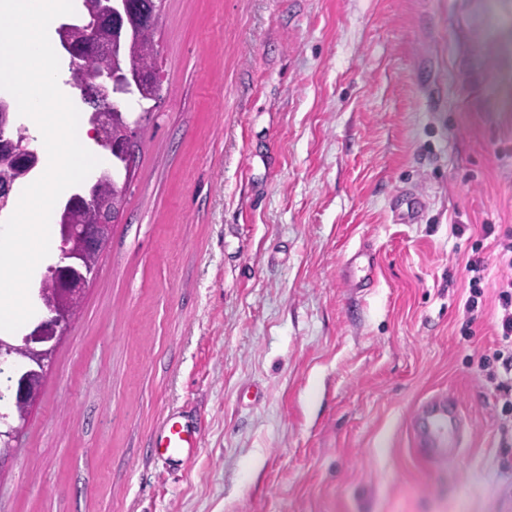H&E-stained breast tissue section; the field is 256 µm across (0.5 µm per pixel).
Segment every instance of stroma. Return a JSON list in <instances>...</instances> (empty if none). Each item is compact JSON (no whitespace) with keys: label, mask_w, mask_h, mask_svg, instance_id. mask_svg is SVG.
I'll return each instance as SVG.
<instances>
[{"label":"stroma","mask_w":512,"mask_h":512,"mask_svg":"<svg viewBox=\"0 0 512 512\" xmlns=\"http://www.w3.org/2000/svg\"><path fill=\"white\" fill-rule=\"evenodd\" d=\"M156 40L168 89L0 512H512L481 366L507 268L462 331L465 258L512 229V0H162ZM436 395L470 433L430 461ZM170 414L200 434L178 463ZM380 262V253L377 250L367 246L360 247L343 264L342 279L346 288L353 291L368 288L375 280ZM468 428L457 403L445 396H434L423 402L410 423L415 448L429 460L459 453Z\"/></svg>","instance_id":"1"}]
</instances>
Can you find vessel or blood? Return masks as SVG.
Masks as SVG:
<instances>
[{
	"label": "vessel or blood",
	"instance_id": "vessel-or-blood-1",
	"mask_svg": "<svg viewBox=\"0 0 512 512\" xmlns=\"http://www.w3.org/2000/svg\"><path fill=\"white\" fill-rule=\"evenodd\" d=\"M377 250L363 246L351 254L342 267V279L347 288L359 291L369 287L380 268ZM410 429L414 446L421 456L441 460L461 451L468 424L454 401L444 396L426 400L413 416ZM199 444L194 429L175 419H168L157 434L156 445L168 459L181 460Z\"/></svg>",
	"mask_w": 512,
	"mask_h": 512
}]
</instances>
